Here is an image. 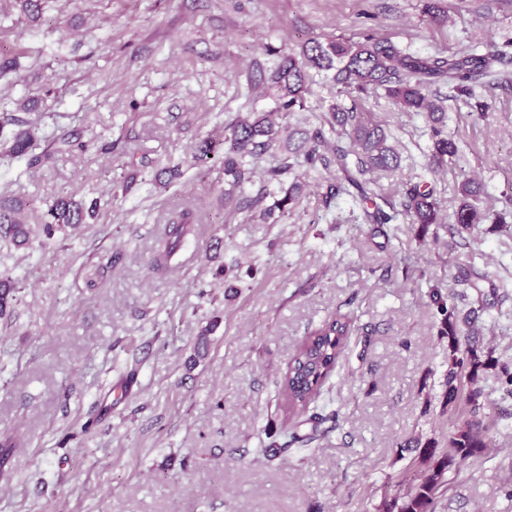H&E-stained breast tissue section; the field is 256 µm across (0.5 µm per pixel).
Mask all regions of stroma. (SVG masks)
I'll return each mask as SVG.
<instances>
[{"label":"stroma","instance_id":"35a3bbf8","mask_svg":"<svg viewBox=\"0 0 512 512\" xmlns=\"http://www.w3.org/2000/svg\"><path fill=\"white\" fill-rule=\"evenodd\" d=\"M44 0L36 21L0 0V113L34 103L27 155L0 157V196L39 224L59 196L112 197L98 223L57 232L34 249L0 240V279L14 286L0 318V433L20 439L0 470V512H379L404 493L416 441L445 442L441 416L447 339L430 302L440 288L474 312L475 340L512 367V0ZM374 35L421 56L463 47L498 52L473 98L430 87L461 157L429 176L444 224L363 223L347 195L325 204L335 169L294 168L225 203L223 148L205 166L197 145L225 119L267 112L265 80L307 40ZM385 122L401 155L380 172L399 195L426 174L431 129L384 92L337 95L315 76L299 112L307 130L345 143L331 101ZM487 104L485 117L472 113ZM77 133L87 151L47 144ZM139 174L130 190L127 161ZM179 166L170 186L156 163ZM502 224L453 235L461 176ZM300 183L288 215L263 209ZM261 197L259 207H242ZM200 222L164 271L151 268L171 212ZM488 274L481 290L459 268ZM355 318L339 366L311 403L315 440L290 444L278 381L297 340L335 313ZM204 356H196L201 331ZM494 405L487 448L445 475L435 512H512V397L482 383ZM94 428H87L88 420Z\"/></svg>","mask_w":512,"mask_h":512}]
</instances>
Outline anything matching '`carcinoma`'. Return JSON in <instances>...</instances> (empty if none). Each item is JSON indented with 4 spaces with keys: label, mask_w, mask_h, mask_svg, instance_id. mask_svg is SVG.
<instances>
[{
    "label": "carcinoma",
    "mask_w": 512,
    "mask_h": 512,
    "mask_svg": "<svg viewBox=\"0 0 512 512\" xmlns=\"http://www.w3.org/2000/svg\"><path fill=\"white\" fill-rule=\"evenodd\" d=\"M492 54L481 55L474 48L464 49L448 57L415 56L403 53L387 39L367 38L352 41L343 36L325 40L312 39L299 54L283 59L268 77V88L277 103L275 112L239 115L224 122V183L231 190L242 189L255 179L277 180L296 166L314 169L317 165L336 166V182L327 186L325 199L347 194L362 207L367 224H419L426 229L440 223L441 201L427 181L409 183L399 202L372 188L370 175L394 172L401 166V156L390 143L387 131L365 118L357 108H345L338 102L329 105L332 121L348 137V144L326 146L324 134L308 133L295 128L290 117L295 109H303L311 72H324L339 91L349 95L382 89L385 96L401 112L423 115L432 123L433 174L459 154L455 137L445 129V112L437 101L426 94V88L438 82L448 84V96H473V84L489 73ZM14 125L8 154H24L34 138L30 123L16 115L0 114V130ZM278 151L283 155L278 166L259 174L248 159ZM481 186L472 178H464L458 187L455 229L473 233L489 218L479 206ZM89 213L82 204L68 196L57 199L48 210V219L40 225L42 237L50 239L56 231L73 230L87 223ZM199 223L197 214L184 209L164 225L154 262L165 263L193 235ZM0 234L8 236L17 249L32 248L31 225L27 224L18 205L0 204ZM430 300L441 315L438 336L448 338L447 368L444 373L442 414L448 415L453 430L448 432V450L433 441L420 449V463L426 469L417 471L407 492L383 500L382 512H435L434 501L444 474L455 465L476 455L486 447L481 380L488 374L505 377L512 386V370L498 366L494 350L474 344L472 329L461 327L455 307L438 288L430 292ZM355 333L350 315L338 313L332 319L298 339L279 382L280 408L288 417L305 414L316 399L326 379L335 371L346 342Z\"/></svg>",
    "instance_id": "cac0c4a2"
}]
</instances>
